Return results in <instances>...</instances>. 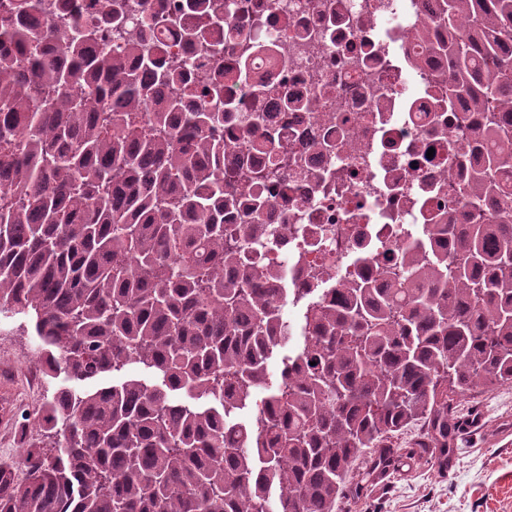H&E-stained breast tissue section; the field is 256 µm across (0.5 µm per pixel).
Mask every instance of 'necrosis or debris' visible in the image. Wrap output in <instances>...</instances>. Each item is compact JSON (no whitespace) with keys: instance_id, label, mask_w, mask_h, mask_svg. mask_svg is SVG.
I'll return each instance as SVG.
<instances>
[{"instance_id":"necrosis-or-debris-1","label":"necrosis or debris","mask_w":512,"mask_h":512,"mask_svg":"<svg viewBox=\"0 0 512 512\" xmlns=\"http://www.w3.org/2000/svg\"><path fill=\"white\" fill-rule=\"evenodd\" d=\"M260 34L273 44L255 74L283 82L302 103L283 110L264 100L281 140L311 149L310 134L327 128L343 148L314 155L305 175L268 183L264 196L278 245L255 260L277 267L289 297L309 293L311 268L342 277L375 270L418 240L428 242L433 209L458 211L449 181V138L456 125L432 128L449 102L441 60L414 41L426 20L425 0H248ZM335 109V124L321 114Z\"/></svg>"}]
</instances>
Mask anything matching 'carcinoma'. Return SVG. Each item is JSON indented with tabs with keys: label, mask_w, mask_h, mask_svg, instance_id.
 I'll return each mask as SVG.
<instances>
[{
	"label": "carcinoma",
	"mask_w": 512,
	"mask_h": 512,
	"mask_svg": "<svg viewBox=\"0 0 512 512\" xmlns=\"http://www.w3.org/2000/svg\"><path fill=\"white\" fill-rule=\"evenodd\" d=\"M432 45L448 99L480 123L448 142L463 203L433 245L403 248L374 277L338 278L336 303L303 305L292 336L273 269L248 240L276 241L256 189L288 185L302 154L268 116H240L256 38L217 0H105L84 15L0 0V313L27 317L48 382L25 482L0 465V512H336L356 461L384 473L388 435L426 425L448 461L452 401L512 383V0H436ZM177 31L197 63L162 54ZM240 137L261 165L224 137ZM262 390V405L254 395Z\"/></svg>",
	"instance_id": "1"
}]
</instances>
